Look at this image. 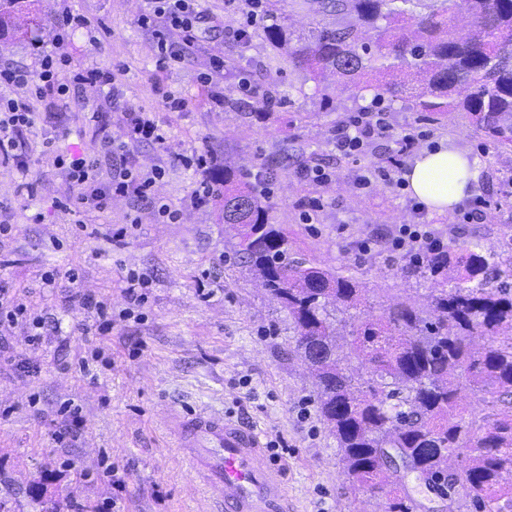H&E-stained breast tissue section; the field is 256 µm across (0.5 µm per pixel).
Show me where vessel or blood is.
Returning <instances> with one entry per match:
<instances>
[{"mask_svg":"<svg viewBox=\"0 0 512 512\" xmlns=\"http://www.w3.org/2000/svg\"><path fill=\"white\" fill-rule=\"evenodd\" d=\"M175 432L191 472L224 489L219 512H289L283 472L260 432L222 415H177Z\"/></svg>","mask_w":512,"mask_h":512,"instance_id":"1","label":"vessel or blood"}]
</instances>
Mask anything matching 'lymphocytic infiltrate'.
Masks as SVG:
<instances>
[{
    "label": "lymphocytic infiltrate",
    "instance_id": "1",
    "mask_svg": "<svg viewBox=\"0 0 512 512\" xmlns=\"http://www.w3.org/2000/svg\"><path fill=\"white\" fill-rule=\"evenodd\" d=\"M135 20L149 30L157 48V69L169 62H180L194 53L201 28H221V21L199 9L196 0H136ZM34 70L0 65V87L12 89L9 98H0V166L28 175L29 164L24 133L32 123L36 105L57 106L70 97L71 90L89 92L96 97L92 121L100 128L89 145L80 152H66L55 163L65 169L74 190L54 201L57 211L66 215L105 212L113 200H136L152 206L157 218L176 221L178 215L161 203L155 186L163 169L136 167L133 150L143 143L165 146L166 137L155 113L127 109L119 135H112L100 120L104 107L117 94L116 73L88 67L59 58L41 43L33 45ZM388 129L384 113L358 112L336 133L335 145L349 156L382 137ZM393 250L404 251L409 261L417 262L443 250L444 243L420 224L402 226L391 242Z\"/></svg>",
    "mask_w": 512,
    "mask_h": 512
}]
</instances>
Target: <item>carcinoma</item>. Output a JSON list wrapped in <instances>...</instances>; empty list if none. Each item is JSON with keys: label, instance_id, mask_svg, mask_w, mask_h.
Wrapping results in <instances>:
<instances>
[{"label": "carcinoma", "instance_id": "carcinoma-1", "mask_svg": "<svg viewBox=\"0 0 512 512\" xmlns=\"http://www.w3.org/2000/svg\"><path fill=\"white\" fill-rule=\"evenodd\" d=\"M398 1L409 2L303 0L313 21L299 32L282 16V0H265L272 24L262 26L263 37L319 91L329 76L362 91L372 87L369 76L384 74L395 95L414 82L416 111L465 112L488 140L512 148V0H462L472 17L467 36L445 20L452 0H426L407 31L394 27L406 15ZM19 4L0 0L1 32ZM369 30L378 31L373 43ZM284 104L270 89L251 116L263 120ZM248 178L227 159L213 177L224 191V223L239 237L235 264L293 320L295 349L314 372L321 417L352 486L377 489L386 512H414L418 504L379 463L384 450L395 449L431 487L450 481L465 508L512 512V256L503 261L496 252L451 245L402 269L408 280L432 282L426 307L395 300L374 317L357 279L288 258V236L269 223V205ZM451 274L456 285L448 289ZM334 311L350 315L346 345L357 374L337 354ZM464 393L491 397L487 411L468 413ZM453 456L461 463L450 472Z\"/></svg>", "mask_w": 512, "mask_h": 512}]
</instances>
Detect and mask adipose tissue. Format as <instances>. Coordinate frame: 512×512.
Returning a JSON list of instances; mask_svg holds the SVG:
<instances>
[{
    "instance_id": "1",
    "label": "adipose tissue",
    "mask_w": 512,
    "mask_h": 512,
    "mask_svg": "<svg viewBox=\"0 0 512 512\" xmlns=\"http://www.w3.org/2000/svg\"><path fill=\"white\" fill-rule=\"evenodd\" d=\"M483 168L479 157L441 144L414 153L404 164L401 177L411 198L428 211L445 214L475 192Z\"/></svg>"
}]
</instances>
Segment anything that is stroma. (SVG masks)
I'll use <instances>...</instances> for the list:
<instances>
[{"mask_svg": "<svg viewBox=\"0 0 512 512\" xmlns=\"http://www.w3.org/2000/svg\"><path fill=\"white\" fill-rule=\"evenodd\" d=\"M27 4L16 35L0 44V64L31 65L35 40L89 66L124 63L107 120L115 129L125 109L156 112L167 147L142 144L134 158L144 168L163 167L158 193L181 219L160 223L148 205L130 200L114 201L110 211L81 224L58 214L52 202L70 186L45 143L65 130L76 145L91 139L92 128L81 118L83 94L51 113L37 107L27 133L29 188L18 189L16 177L0 172V219L14 226L0 239V284L28 306L27 321L0 338V350L14 360L0 368V512H41L31 492L38 483L60 512H102L115 499L122 512H214L221 487L192 480L168 423L172 411L197 409L281 439L279 463L295 512H385L384 499L350 488L336 439L321 420L314 380L294 353L288 313L233 263L236 240L219 206H193L199 175L186 159L210 150L252 173L274 164L269 217L287 232L292 257L357 278L373 303L398 297L423 305L426 284L401 279L405 260L387 250L388 239L400 225L428 224L450 244L500 250L512 236V149L487 141L465 113L425 120L403 95L385 100L387 136L345 156L334 140L347 112L320 111L314 82L284 68L261 37L243 46L227 34H201L192 58L160 71L151 34L134 20L133 0ZM65 8L98 26L94 50H87L81 29L57 41L55 18ZM215 56L233 70L212 72ZM207 72L221 88L245 76L256 94L275 84L289 99L256 122L203 100L197 78ZM161 88L187 98V109L159 110ZM405 136L418 150L445 139L485 161L476 198L447 215L418 208L399 185ZM306 163L329 170L330 181L307 178ZM379 169L389 180L375 178ZM315 198L322 207L312 213ZM480 199L492 200V209L464 221ZM69 268L79 273L76 283L60 278L44 285V276ZM131 272L149 281L138 320L120 315ZM86 294L111 302L115 314L106 332L94 330ZM34 318L50 327L38 345L29 341ZM73 411L83 420L78 437L56 441L54 430Z\"/></svg>", "mask_w": 512, "mask_h": 512, "instance_id": "1", "label": "stroma"}]
</instances>
